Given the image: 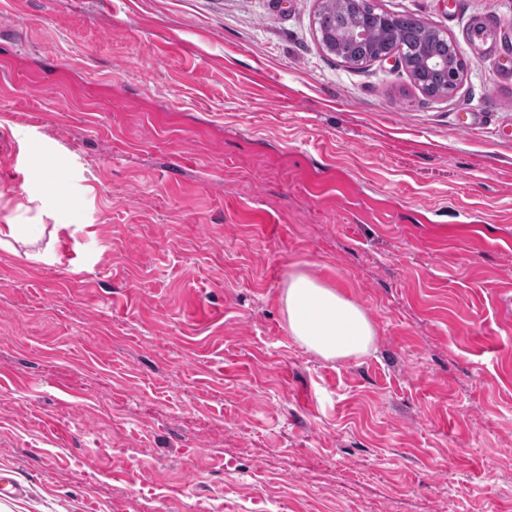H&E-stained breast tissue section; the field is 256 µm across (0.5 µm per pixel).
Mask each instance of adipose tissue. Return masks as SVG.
<instances>
[{"instance_id":"ef3b65f1","label":"adipose tissue","mask_w":512,"mask_h":512,"mask_svg":"<svg viewBox=\"0 0 512 512\" xmlns=\"http://www.w3.org/2000/svg\"><path fill=\"white\" fill-rule=\"evenodd\" d=\"M288 334L300 347L326 361L367 355L376 331L362 307L307 273L289 275L283 292Z\"/></svg>"}]
</instances>
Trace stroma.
I'll return each instance as SVG.
<instances>
[{
  "label": "stroma",
  "mask_w": 512,
  "mask_h": 512,
  "mask_svg": "<svg viewBox=\"0 0 512 512\" xmlns=\"http://www.w3.org/2000/svg\"><path fill=\"white\" fill-rule=\"evenodd\" d=\"M320 3L0 0V512H512V0H371L444 97ZM295 270L369 355L291 339ZM315 26L320 44L340 58L368 62L397 52L405 60L398 55L396 61L401 65L406 61L415 83L431 96L453 93L462 80L465 66L456 44L412 15L376 12L368 0H324ZM357 29L363 31L364 37L351 40L350 33ZM424 51L447 58L457 79L450 76L448 69L425 70L420 63ZM288 334L300 347L326 361L367 355L376 331L362 307L303 271L288 276L283 292Z\"/></svg>",
  "instance_id": "stroma-1"
}]
</instances>
